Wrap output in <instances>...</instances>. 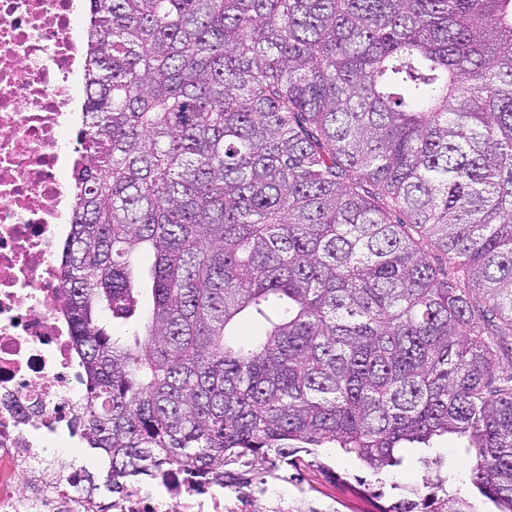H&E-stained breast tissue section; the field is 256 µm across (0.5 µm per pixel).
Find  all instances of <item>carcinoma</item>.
Returning <instances> with one entry per match:
<instances>
[{
    "instance_id": "carcinoma-1",
    "label": "carcinoma",
    "mask_w": 512,
    "mask_h": 512,
    "mask_svg": "<svg viewBox=\"0 0 512 512\" xmlns=\"http://www.w3.org/2000/svg\"><path fill=\"white\" fill-rule=\"evenodd\" d=\"M90 14L58 273L112 490L172 468L264 496L322 446L379 475L456 435L512 512V0ZM446 483L378 510L477 512Z\"/></svg>"
}]
</instances>
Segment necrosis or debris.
<instances>
[{
  "label": "necrosis or debris",
  "instance_id": "1",
  "mask_svg": "<svg viewBox=\"0 0 512 512\" xmlns=\"http://www.w3.org/2000/svg\"><path fill=\"white\" fill-rule=\"evenodd\" d=\"M75 0H0V512H309L195 485L174 474L163 493L133 480L105 503L64 453L82 437L86 382L61 313L57 257L68 237L66 172L86 104ZM58 472L53 485L41 470Z\"/></svg>",
  "mask_w": 512,
  "mask_h": 512
}]
</instances>
